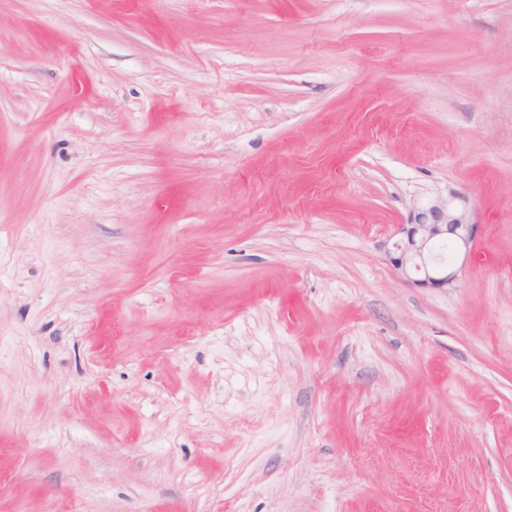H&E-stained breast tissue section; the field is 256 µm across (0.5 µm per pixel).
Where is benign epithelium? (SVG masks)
<instances>
[{"mask_svg":"<svg viewBox=\"0 0 512 512\" xmlns=\"http://www.w3.org/2000/svg\"><path fill=\"white\" fill-rule=\"evenodd\" d=\"M479 229L480 225L466 223L435 205L421 214L418 221L399 225V238L387 250L388 261L407 284L445 290L458 280V269L452 261L441 257L440 247L448 243L468 256Z\"/></svg>","mask_w":512,"mask_h":512,"instance_id":"1","label":"benign epithelium"}]
</instances>
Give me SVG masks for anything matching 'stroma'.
Listing matches in <instances>:
<instances>
[{
    "label": "stroma",
    "instance_id": "1",
    "mask_svg": "<svg viewBox=\"0 0 512 512\" xmlns=\"http://www.w3.org/2000/svg\"><path fill=\"white\" fill-rule=\"evenodd\" d=\"M0 512H512V0H0ZM430 216V219L429 217ZM479 225L445 214L439 206L421 213L418 222L401 224V235L387 250V260L395 273L415 288L445 290L458 280L459 270L452 260L439 254L440 247L448 243L452 249H464L469 256L473 251ZM444 245V246H447Z\"/></svg>",
    "mask_w": 512,
    "mask_h": 512
}]
</instances>
